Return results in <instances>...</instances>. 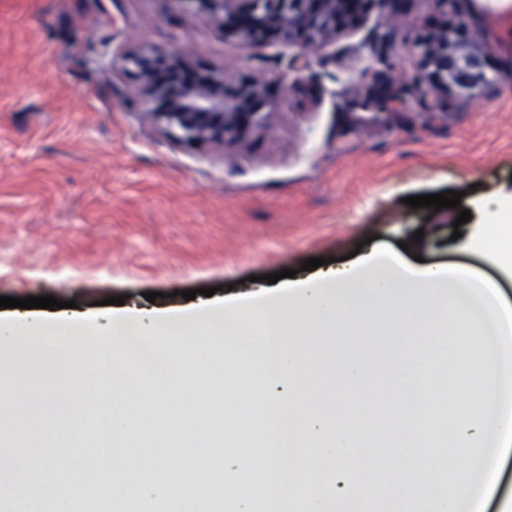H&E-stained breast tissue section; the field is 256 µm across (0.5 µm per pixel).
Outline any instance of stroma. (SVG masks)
<instances>
[{
	"label": "stroma",
	"mask_w": 512,
	"mask_h": 512,
	"mask_svg": "<svg viewBox=\"0 0 512 512\" xmlns=\"http://www.w3.org/2000/svg\"><path fill=\"white\" fill-rule=\"evenodd\" d=\"M484 32L496 85L441 114L415 106L375 127L352 107L354 79L386 81L385 60H414L400 30L441 16ZM151 45L187 51L191 69L262 78L282 103L272 126L227 151L190 147L131 104L137 81L110 63ZM289 49L241 48L191 0H0V296L51 295L86 315L123 297L182 307L183 291L228 286L342 258L358 244L424 264L462 265L512 301V278L473 247L512 204V0H413L398 25L373 10L307 71ZM298 89L284 95L285 84ZM461 193L468 222L441 223L406 198ZM403 403L369 410L378 455L398 437Z\"/></svg>",
	"instance_id": "35a3bbf8"
}]
</instances>
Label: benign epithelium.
I'll return each mask as SVG.
<instances>
[{"mask_svg": "<svg viewBox=\"0 0 512 512\" xmlns=\"http://www.w3.org/2000/svg\"><path fill=\"white\" fill-rule=\"evenodd\" d=\"M207 19L234 36L242 47L275 42L296 45L288 69L300 71L308 57L332 43L336 33L363 14L382 6L392 18L412 0H193ZM413 48L415 64L390 65L389 81L374 89L359 85L354 106L370 122L390 116L388 103L426 109L450 94L470 97L497 82L501 73L488 66L493 47L461 23L446 21L425 31L403 35ZM112 70L137 78L134 98L148 106L146 115L158 128L185 145L212 144L220 149L243 145L249 135L269 126L277 103L261 79H234L226 73L194 72L178 50L146 47L124 56Z\"/></svg>", "mask_w": 512, "mask_h": 512, "instance_id": "7a95c632", "label": "benign epithelium"}]
</instances>
